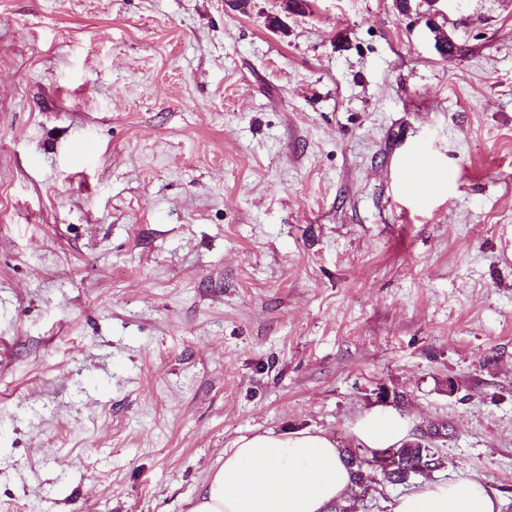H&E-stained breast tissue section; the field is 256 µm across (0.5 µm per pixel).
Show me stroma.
<instances>
[{"label":"stroma","instance_id":"obj_1","mask_svg":"<svg viewBox=\"0 0 512 512\" xmlns=\"http://www.w3.org/2000/svg\"><path fill=\"white\" fill-rule=\"evenodd\" d=\"M369 414L512 503V0H0V512Z\"/></svg>","mask_w":512,"mask_h":512}]
</instances>
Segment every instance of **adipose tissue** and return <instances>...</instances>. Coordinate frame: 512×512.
<instances>
[{"label": "adipose tissue", "instance_id": "ef3b65f1", "mask_svg": "<svg viewBox=\"0 0 512 512\" xmlns=\"http://www.w3.org/2000/svg\"><path fill=\"white\" fill-rule=\"evenodd\" d=\"M358 435L371 449L400 443L398 420L369 416ZM351 488L336 439L325 432L245 435L225 450L190 512H331ZM497 502L475 476L425 482L416 492L395 498L391 512H496Z\"/></svg>", "mask_w": 512, "mask_h": 512}]
</instances>
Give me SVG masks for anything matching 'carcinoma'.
<instances>
[{
	"mask_svg": "<svg viewBox=\"0 0 512 512\" xmlns=\"http://www.w3.org/2000/svg\"><path fill=\"white\" fill-rule=\"evenodd\" d=\"M447 430L443 421L430 422L417 437L409 438L397 446L398 465L395 469L377 472L376 482L384 485H406L416 483L421 477L446 468V461L438 445V435ZM341 459L351 471L353 487L363 491L368 485L362 483V473H370L371 457L359 450L360 457L354 458L350 448L340 449Z\"/></svg>",
	"mask_w": 512,
	"mask_h": 512,
	"instance_id": "cac0c4a2",
	"label": "carcinoma"
}]
</instances>
